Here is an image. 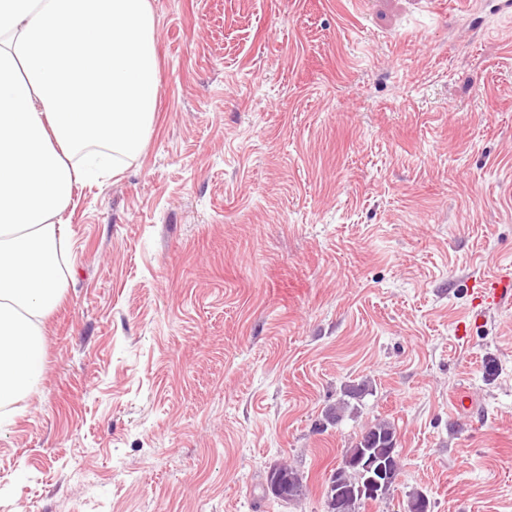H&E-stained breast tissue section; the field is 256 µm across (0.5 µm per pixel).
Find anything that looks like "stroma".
Wrapping results in <instances>:
<instances>
[{
	"mask_svg": "<svg viewBox=\"0 0 512 512\" xmlns=\"http://www.w3.org/2000/svg\"><path fill=\"white\" fill-rule=\"evenodd\" d=\"M150 2L156 123L64 215L42 379L0 409V512H324L382 418L401 471L360 512L413 490L512 512V307L456 331L512 264V15ZM277 462L300 500L265 492ZM278 467L279 465H273L269 468L267 482L269 479V487L272 488V492L276 495L278 493L277 486L276 484H272V481H274L278 471L285 494L281 496H273L285 502L298 500L303 497L305 495V486L303 485L302 475L288 465L280 466L279 470Z\"/></svg>",
	"mask_w": 512,
	"mask_h": 512,
	"instance_id": "35a3bbf8",
	"label": "stroma"
}]
</instances>
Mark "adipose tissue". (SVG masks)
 I'll list each match as a JSON object with an SVG mask.
<instances>
[{
  "instance_id": "adipose-tissue-1",
  "label": "adipose tissue",
  "mask_w": 512,
  "mask_h": 512,
  "mask_svg": "<svg viewBox=\"0 0 512 512\" xmlns=\"http://www.w3.org/2000/svg\"><path fill=\"white\" fill-rule=\"evenodd\" d=\"M155 27L150 0H0L1 408L42 378L74 187L118 173L153 129Z\"/></svg>"
}]
</instances>
